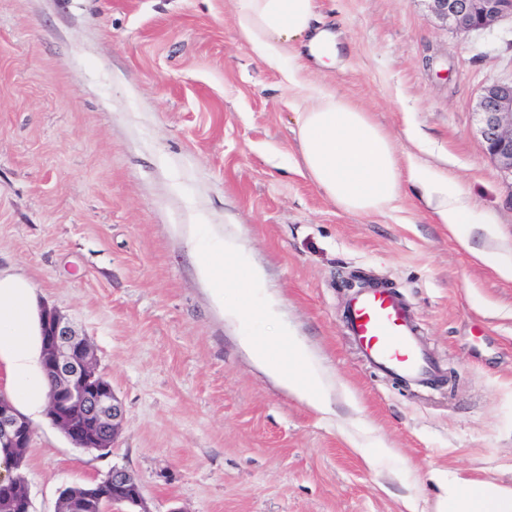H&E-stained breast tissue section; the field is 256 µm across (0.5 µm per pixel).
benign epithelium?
Wrapping results in <instances>:
<instances>
[{
    "mask_svg": "<svg viewBox=\"0 0 512 512\" xmlns=\"http://www.w3.org/2000/svg\"><path fill=\"white\" fill-rule=\"evenodd\" d=\"M434 17L462 31L483 30L512 17V0H427ZM477 133L486 154L512 175V80L486 86L476 106ZM42 364L49 381L47 415L77 446L103 444L110 432L117 437L124 410L112 387L94 380L98 371L90 340L52 308L42 309ZM33 426L8 401L0 399V512H31L29 493L14 489L15 458L30 446ZM83 501L68 489L60 491L57 510L78 512Z\"/></svg>",
    "mask_w": 512,
    "mask_h": 512,
    "instance_id": "obj_1",
    "label": "benign epithelium"
}]
</instances>
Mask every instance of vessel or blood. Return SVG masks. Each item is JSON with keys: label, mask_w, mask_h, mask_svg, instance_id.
<instances>
[{"label": "vessel or blood", "mask_w": 512, "mask_h": 512, "mask_svg": "<svg viewBox=\"0 0 512 512\" xmlns=\"http://www.w3.org/2000/svg\"><path fill=\"white\" fill-rule=\"evenodd\" d=\"M345 325L378 370L416 384L436 376L437 366L421 346L405 303L390 288L360 290L347 308Z\"/></svg>", "instance_id": "b4317fda"}]
</instances>
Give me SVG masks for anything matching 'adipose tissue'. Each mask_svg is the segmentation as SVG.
<instances>
[{
	"label": "adipose tissue",
	"instance_id": "adipose-tissue-1",
	"mask_svg": "<svg viewBox=\"0 0 512 512\" xmlns=\"http://www.w3.org/2000/svg\"><path fill=\"white\" fill-rule=\"evenodd\" d=\"M240 38L290 83L303 70V54L324 68L338 63L336 35L317 26L316 0H240ZM300 164L314 184L350 214L382 212L404 183L419 186L437 223L461 246L469 213L464 189L443 174L429 175L415 162L401 163L390 136L367 112L333 93L304 90L295 108ZM39 315L33 291L22 278L0 274V366L13 393L38 414L47 380L35 342ZM438 512H512V489L491 482H449Z\"/></svg>",
	"mask_w": 512,
	"mask_h": 512
}]
</instances>
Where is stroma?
I'll list each match as a JSON object with an SVG mask.
<instances>
[{
    "instance_id": "35a3bbf8",
    "label": "stroma",
    "mask_w": 512,
    "mask_h": 512,
    "mask_svg": "<svg viewBox=\"0 0 512 512\" xmlns=\"http://www.w3.org/2000/svg\"><path fill=\"white\" fill-rule=\"evenodd\" d=\"M341 60L305 81L369 112L401 158L448 174L471 248L512 264V175L477 134L512 79V21L462 32L426 0H318ZM239 0H0V272L92 342L124 408L109 454L34 421L32 512L129 471L146 512H436L438 476L512 487V280L412 188L352 215L299 166L293 93L237 36ZM240 236L335 383L318 413L258 374L196 273L190 224ZM407 301L439 366L423 386L345 333L351 278Z\"/></svg>"
}]
</instances>
